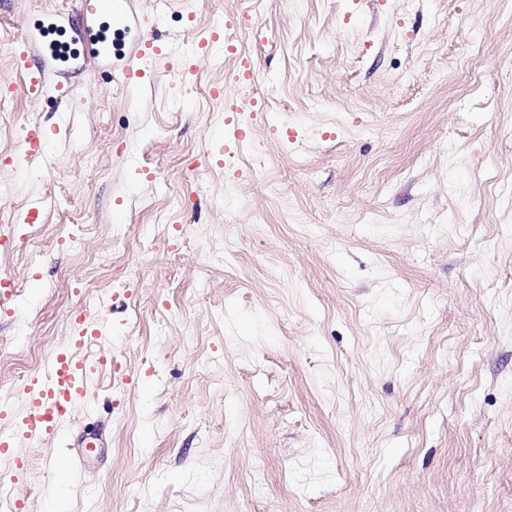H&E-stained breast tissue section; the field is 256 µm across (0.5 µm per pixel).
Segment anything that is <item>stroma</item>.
<instances>
[{"instance_id":"obj_1","label":"stroma","mask_w":512,"mask_h":512,"mask_svg":"<svg viewBox=\"0 0 512 512\" xmlns=\"http://www.w3.org/2000/svg\"><path fill=\"white\" fill-rule=\"evenodd\" d=\"M77 3L0 0V40L50 12L77 55L34 54L31 96L0 52V336L17 341L0 351V437L71 348L83 290L111 300L112 366L63 438L21 446L24 469L0 462L11 503L512 512V7L123 0L106 61L88 57ZM219 17L236 54H192ZM147 41L162 54L135 61ZM218 84L249 143L225 138ZM33 126L48 153L15 164Z\"/></svg>"}]
</instances>
